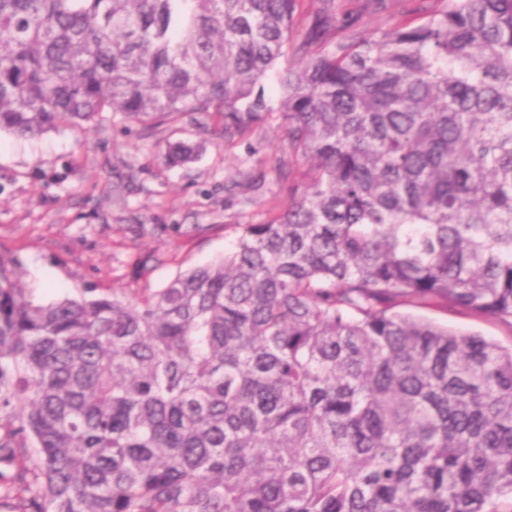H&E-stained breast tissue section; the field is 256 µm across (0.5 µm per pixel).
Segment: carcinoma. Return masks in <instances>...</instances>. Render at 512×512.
Here are the masks:
<instances>
[{
	"instance_id": "carcinoma-1",
	"label": "carcinoma",
	"mask_w": 512,
	"mask_h": 512,
	"mask_svg": "<svg viewBox=\"0 0 512 512\" xmlns=\"http://www.w3.org/2000/svg\"><path fill=\"white\" fill-rule=\"evenodd\" d=\"M288 56L297 0H0V133L272 111L288 204L164 287L0 254V512H512V0ZM179 142L170 167L196 159ZM414 315L429 319L461 333H478L504 346H511L510 329L500 323L486 321L472 315L443 308L415 309Z\"/></svg>"
}]
</instances>
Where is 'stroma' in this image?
<instances>
[{
	"instance_id": "35a3bbf8",
	"label": "stroma",
	"mask_w": 512,
	"mask_h": 512,
	"mask_svg": "<svg viewBox=\"0 0 512 512\" xmlns=\"http://www.w3.org/2000/svg\"><path fill=\"white\" fill-rule=\"evenodd\" d=\"M408 0H298L291 45L317 19L336 15V39L416 21ZM189 140L198 160L166 166L167 144ZM273 114L224 141L189 120L154 126L104 115L36 138L0 134V253L17 258L32 297L113 288H160L180 271L231 249L240 224H256L288 202L278 171L290 161ZM420 317L508 346L512 329L472 315L425 308Z\"/></svg>"
}]
</instances>
